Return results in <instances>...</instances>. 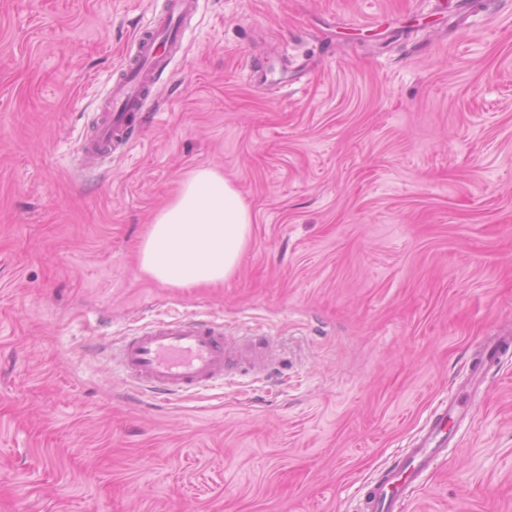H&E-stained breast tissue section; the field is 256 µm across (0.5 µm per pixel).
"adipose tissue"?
I'll return each instance as SVG.
<instances>
[{
	"label": "adipose tissue",
	"instance_id": "1",
	"mask_svg": "<svg viewBox=\"0 0 512 512\" xmlns=\"http://www.w3.org/2000/svg\"><path fill=\"white\" fill-rule=\"evenodd\" d=\"M252 222L241 192L223 172L197 168L149 224L138 247V273L173 288L224 283L247 249Z\"/></svg>",
	"mask_w": 512,
	"mask_h": 512
}]
</instances>
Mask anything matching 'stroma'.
I'll return each mask as SVG.
<instances>
[{
    "label": "stroma",
    "instance_id": "obj_1",
    "mask_svg": "<svg viewBox=\"0 0 512 512\" xmlns=\"http://www.w3.org/2000/svg\"><path fill=\"white\" fill-rule=\"evenodd\" d=\"M168 0H0V512H363L512 327V0H199L144 140L79 165ZM253 224L233 278L143 281L199 167ZM212 316L277 356L191 396L124 336ZM400 512H512V350Z\"/></svg>",
    "mask_w": 512,
    "mask_h": 512
}]
</instances>
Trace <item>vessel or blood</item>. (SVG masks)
<instances>
[{"instance_id":"obj_1","label":"vessel or blood","mask_w":512,"mask_h":512,"mask_svg":"<svg viewBox=\"0 0 512 512\" xmlns=\"http://www.w3.org/2000/svg\"><path fill=\"white\" fill-rule=\"evenodd\" d=\"M198 0H168L164 16L152 20L133 40L134 50L122 63L103 111L81 143L83 166H100L112 156L126 155L141 139L152 106L151 89L172 62ZM512 347V332L488 337L481 363L459 394L440 402L412 447L385 470L365 496V512H399L421 477L435 470L468 416L466 400L484 378V366ZM265 336L241 347L217 320L190 316L156 317L126 338L113 357L123 374L155 397L191 394L223 381L239 363L265 370L275 357Z\"/></svg>"}]
</instances>
